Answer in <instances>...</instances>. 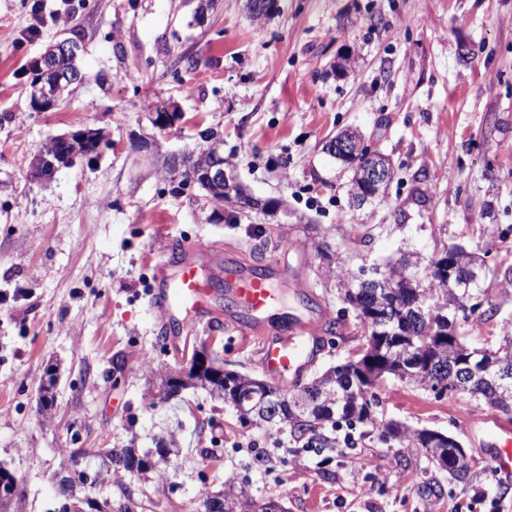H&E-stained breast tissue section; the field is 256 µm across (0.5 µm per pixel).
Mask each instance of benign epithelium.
Wrapping results in <instances>:
<instances>
[{
  "mask_svg": "<svg viewBox=\"0 0 512 512\" xmlns=\"http://www.w3.org/2000/svg\"><path fill=\"white\" fill-rule=\"evenodd\" d=\"M246 7L253 17L265 18L272 13L275 5L269 0H247ZM78 50L77 42L64 40L49 46L40 57L29 64L31 80L27 85V91L31 111L50 112L58 107L62 99L61 89L64 84L72 82V76L69 71L53 64V61L65 57L75 58ZM180 117L181 112L170 104L157 105L149 113L152 125L160 130L175 125ZM103 139L104 134L100 129L87 125L49 138L31 159V181L38 184L52 181L61 169L72 166L77 158L97 152ZM326 151L337 160L347 163L354 155L353 142L334 141L326 146ZM188 157L193 161L194 183L212 187L222 186L224 191L232 194L243 193L236 172L224 163V138L221 133H216V136L209 140L206 151L200 153L195 150L188 154ZM368 158L369 162L357 172L356 179L361 189L351 195L350 206L353 209H361L370 201V195L365 189L379 191L391 182L392 168L388 158L372 149L369 150ZM192 364L197 369L193 374L187 370L167 374L166 397H174L191 385H205L222 395L224 386L232 385V380L239 375L237 371L224 368V363L206 342L195 351ZM266 388L265 381L251 380L249 391L232 402L233 408L246 417L254 412H260L266 417L274 414L270 405L260 400V393ZM83 459L84 454L79 451L73 452L67 473H58L56 482L70 487L74 494L84 492L85 501L96 509L101 503L93 492L104 482L103 470L89 465L79 468Z\"/></svg>",
  "mask_w": 512,
  "mask_h": 512,
  "instance_id": "7a95c632",
  "label": "benign epithelium"
}]
</instances>
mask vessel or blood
Returning <instances> with one entry per match:
<instances>
[{
  "instance_id": "obj_1",
  "label": "vessel or blood",
  "mask_w": 512,
  "mask_h": 512,
  "mask_svg": "<svg viewBox=\"0 0 512 512\" xmlns=\"http://www.w3.org/2000/svg\"><path fill=\"white\" fill-rule=\"evenodd\" d=\"M206 263L193 252L178 264L160 258L155 266L153 306L169 319L203 321L210 312L211 278ZM224 285L237 297L247 318L238 328L260 338L259 364L277 384L297 379L323 347L321 323L288 314V278L254 275L225 265ZM469 433L480 435L494 477L512 476V425L491 416L468 419Z\"/></svg>"
}]
</instances>
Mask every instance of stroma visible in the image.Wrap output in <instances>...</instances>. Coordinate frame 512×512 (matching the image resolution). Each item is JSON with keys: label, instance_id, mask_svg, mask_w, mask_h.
Returning <instances> with one entry per match:
<instances>
[{"label": "stroma", "instance_id": "stroma-1", "mask_svg": "<svg viewBox=\"0 0 512 512\" xmlns=\"http://www.w3.org/2000/svg\"><path fill=\"white\" fill-rule=\"evenodd\" d=\"M33 3L0 0V460L27 512H50L52 477L73 449L151 448L161 437L177 448L167 481L155 469L114 479L113 504L194 512L231 479L286 512H512V482L493 477L465 428L491 409L465 395L392 379L374 389L386 418L462 437L476 477L444 481L437 500L417 491L435 474L427 453L372 427L340 426L337 446L318 451L279 426L241 421L201 389L152 396L160 374L185 367L205 339L229 369L261 376L256 336L233 327L243 314L222 284L228 256L259 274L275 258L297 274L289 312L323 320L324 351L304 379L355 354L364 337L353 312L324 295L303 225H318L353 268L458 242L489 268L512 265V0H277L260 22L245 0H217L203 16L199 0H44L37 15ZM67 38L80 43L83 83L56 110L30 111L26 64ZM169 101L180 121L154 129L149 112ZM83 125L106 134L98 153L50 184L30 182L22 159ZM209 127L223 131L246 188L276 210L219 219L195 187L162 172L164 155L198 148ZM348 127L392 158L387 203L350 208V172L323 149ZM135 135L154 138L158 157L136 150ZM340 224L361 225L367 242H342ZM271 225L285 239L253 255ZM167 244L174 263L183 245L206 250L216 282L210 315L178 326L189 345L176 352L161 346L148 301ZM117 353L125 369L107 377ZM51 363L59 379L44 414ZM203 448L223 454L210 462Z\"/></svg>", "mask_w": 512, "mask_h": 512}]
</instances>
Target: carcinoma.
<instances>
[{
    "mask_svg": "<svg viewBox=\"0 0 512 512\" xmlns=\"http://www.w3.org/2000/svg\"><path fill=\"white\" fill-rule=\"evenodd\" d=\"M331 246L317 242V254L334 259L318 269L321 286L336 290L365 331L361 357L338 364L289 393L268 384L270 401L279 406L273 424L289 430L305 448H330L333 431L344 422L382 428L402 448H422L434 467L458 482L473 480L474 472L459 447L434 429H412L384 419L377 410L369 376H393L399 381L452 397L465 394L505 415L512 414V335L470 336L465 328L489 322L501 310L483 288V263L463 244L445 248L421 266L416 253L381 266L394 288H365L359 274ZM377 306L389 310L387 320L369 313ZM134 448H108L103 456L115 471L126 470ZM24 494L18 480L0 463V512H16ZM222 500L236 504V512H272L274 500L257 502L228 484Z\"/></svg>",
    "mask_w": 512,
    "mask_h": 512,
    "instance_id": "1",
    "label": "carcinoma"
}]
</instances>
